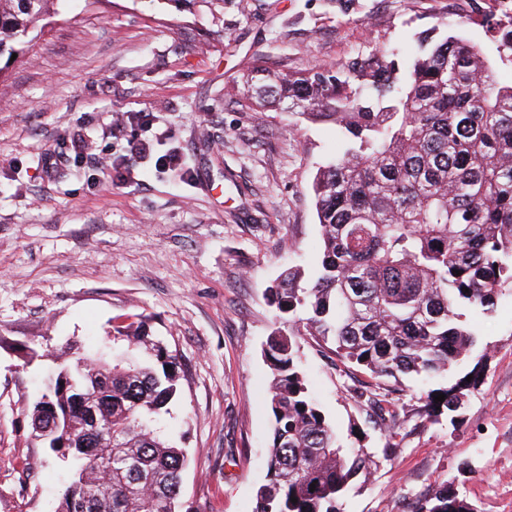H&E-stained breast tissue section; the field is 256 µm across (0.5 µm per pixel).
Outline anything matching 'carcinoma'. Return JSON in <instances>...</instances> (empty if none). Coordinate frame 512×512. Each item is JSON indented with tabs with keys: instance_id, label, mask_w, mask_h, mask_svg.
<instances>
[{
	"instance_id": "obj_1",
	"label": "carcinoma",
	"mask_w": 512,
	"mask_h": 512,
	"mask_svg": "<svg viewBox=\"0 0 512 512\" xmlns=\"http://www.w3.org/2000/svg\"><path fill=\"white\" fill-rule=\"evenodd\" d=\"M56 0H0V55L25 43ZM512 65V23L499 30ZM394 51L332 69L289 73L277 63L246 75L251 100L335 122L340 145L312 183L322 241L315 279L298 269L270 289L279 318L263 355L271 375L273 433L267 483L254 512H338L369 480L372 456L347 448L314 400L296 337L312 331L377 380L360 394L373 427L392 442L389 396L406 375L439 376L465 360L476 337L461 309L490 312L512 285V83L467 40L420 44L403 68ZM158 366L90 354L61 371L33 410L57 407L75 469L60 512H181L187 452L152 423L176 394V357ZM468 385L426 393V415L461 420ZM443 394L445 400L435 402ZM95 409L98 429L87 421ZM297 502H291V499ZM411 512H475L448 485Z\"/></svg>"
}]
</instances>
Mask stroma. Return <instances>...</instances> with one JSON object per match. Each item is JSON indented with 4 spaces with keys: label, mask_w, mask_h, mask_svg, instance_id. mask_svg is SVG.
<instances>
[{
    "label": "stroma",
    "mask_w": 512,
    "mask_h": 512,
    "mask_svg": "<svg viewBox=\"0 0 512 512\" xmlns=\"http://www.w3.org/2000/svg\"><path fill=\"white\" fill-rule=\"evenodd\" d=\"M16 59L0 57V512H59L65 459L30 435V413L60 364L97 349L153 362L114 327L144 321L177 357V395L156 427L186 449V512H253L266 480L270 414L262 347L274 327L267 290L293 265L311 268L322 242L312 181L336 129L288 109L250 105L242 76L262 60L337 67L419 36L450 33L496 57L488 20L502 0H225L217 20L173 0H59ZM150 112L110 133L123 113ZM93 139L97 164L75 155ZM177 150L161 173L126 165L128 141ZM64 156L45 177L41 155ZM481 376L463 420L429 419L424 393L471 370L406 376L394 396L395 455L358 394L368 374L331 344L299 338L301 364L324 413L350 445L374 455L371 479L340 512H410L451 485L476 512H512V295L464 316ZM364 430L349 434L351 425Z\"/></svg>",
    "instance_id": "stroma-1"
}]
</instances>
